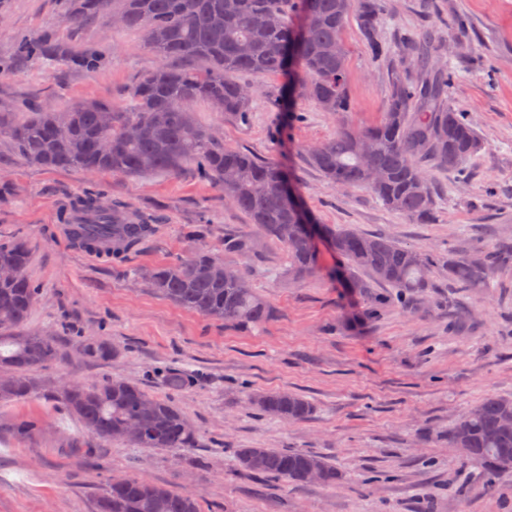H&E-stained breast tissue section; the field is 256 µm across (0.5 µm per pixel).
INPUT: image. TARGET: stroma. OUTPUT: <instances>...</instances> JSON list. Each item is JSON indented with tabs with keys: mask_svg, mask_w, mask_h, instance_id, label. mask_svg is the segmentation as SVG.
Masks as SVG:
<instances>
[{
	"mask_svg": "<svg viewBox=\"0 0 512 512\" xmlns=\"http://www.w3.org/2000/svg\"><path fill=\"white\" fill-rule=\"evenodd\" d=\"M70 0H0V111L24 102L60 105L98 99L123 105L132 83L159 58L137 32L98 21L67 24ZM385 58L374 59L356 19L344 39L351 112L334 116L293 97L300 113L285 139L271 97L280 79L249 76L250 112L240 118L194 107L201 125L225 147L285 166L320 224L348 225L394 238L434 258V283L420 300L378 285L371 298L347 288L341 261L319 240L318 268L296 280L285 251L267 239L258 255L226 252L228 235H252L248 216L197 176L142 177L50 170L19 162L0 138V242L32 248L29 275L39 287L28 331H58L61 359L42 369V389L0 403V512H94L102 485L135 474L178 493L196 495L210 512H512V475L488 487L480 469L448 442L460 416L490 395L512 396V264L494 273L495 287H450L446 260L512 239V0H381ZM436 31L439 62L453 79L457 108L469 112L483 147L465 171L429 168L437 193L435 220L419 224L387 209L365 187H339L307 160L309 147L341 124L364 127L384 110L390 70L404 37ZM52 31L56 53L19 58L20 40ZM71 53L96 56L85 71ZM102 191L159 216L156 231L122 261L71 246L58 220L77 195ZM205 227L201 246L237 266L269 303L270 316L246 329L183 309L143 286L139 270L185 256L186 228ZM118 354L105 362L82 357L87 338ZM201 373L172 395L160 373ZM110 378L172 398L198 431L197 448L166 451L105 442L69 417L59 383L91 386ZM250 391L304 395L315 410L285 422L259 415ZM31 423L19 431L20 423ZM239 448H284L328 459L336 485H266L238 474Z\"/></svg>",
	"mask_w": 512,
	"mask_h": 512,
	"instance_id": "obj_1",
	"label": "stroma"
}]
</instances>
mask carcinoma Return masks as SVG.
<instances>
[{
	"label": "carcinoma",
	"instance_id": "cac0c4a2",
	"mask_svg": "<svg viewBox=\"0 0 512 512\" xmlns=\"http://www.w3.org/2000/svg\"><path fill=\"white\" fill-rule=\"evenodd\" d=\"M354 11L372 55H384L378 0H72L66 17L70 25L117 18L119 26L138 30L162 63L134 82L124 107L100 100L62 108L25 104L18 109L22 118L10 123L0 118V138L10 140L17 160L47 169L80 167L96 174L141 176L178 174L192 164L201 178L223 190L224 198L249 216L263 237L283 245L288 274L304 278L317 268V254L304 237L288 170L224 147L209 128L197 123L191 107L204 102L217 112L247 115L253 89L238 75L248 73L288 78L286 87L324 112L350 111L343 31ZM298 30L303 42L290 57L286 46ZM434 43L430 30L408 41L404 57L412 60L421 79L410 80L403 64L391 70L379 123L363 129L343 125L308 154V161L330 181L364 186L388 209L418 224L431 223L437 206L426 167L459 170L482 148L467 113L448 97L450 70L436 61ZM54 47L53 33L46 32L23 42L19 55L49 54ZM107 112L112 113L109 125L104 121ZM131 128L133 135L128 134ZM60 215L64 224L74 217L82 225V234H69L72 246L96 248L118 261L152 236L157 223L102 192L73 198ZM319 231L343 260L349 287L360 294L384 284L402 297L414 298L433 287L431 259L417 249L350 226L321 224ZM259 248L258 239L250 235L224 238L226 252L255 255ZM30 259L26 241L0 244V268L18 271L0 279V312L8 314V320L0 322V367L12 370L10 378L0 380V401L36 395L41 385L32 373L58 359L53 335L23 330L39 294L28 274ZM217 263L198 245L187 258L145 270L141 277L152 279L157 293L184 309L239 326L261 325L269 316L266 301L240 270L227 266L226 276L217 275ZM509 264L512 241L476 257L450 255L448 280L460 288H491L494 272ZM81 352L97 362L116 354L104 341L85 343ZM162 381L177 393L193 386L198 377L170 368ZM60 400L68 414L105 441L171 451L195 448L199 442L171 401L122 379L69 386ZM250 402L261 414L286 422L303 421L314 411L308 399L285 391L254 393ZM448 439L466 449V458L482 465L491 478L511 475L512 397L483 399L457 422ZM235 456L242 473L271 482L304 486V474L311 468L318 469V483L324 486L340 479L326 459L301 450L238 448ZM95 512L204 510L191 494L132 475L119 484L107 483L96 497Z\"/></svg>",
	"mask_w": 512,
	"mask_h": 512
}]
</instances>
